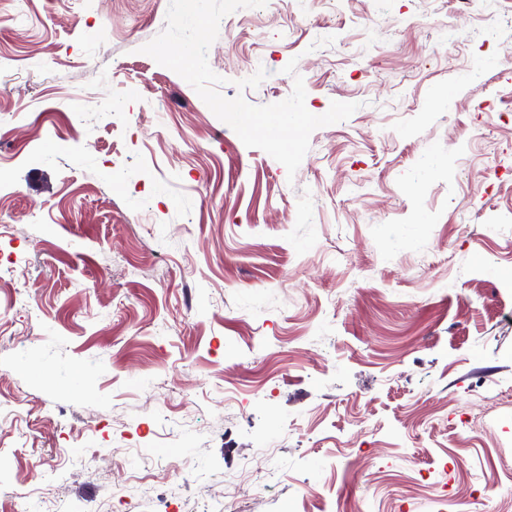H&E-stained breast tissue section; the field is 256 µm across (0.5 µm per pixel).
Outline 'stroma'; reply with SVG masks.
I'll return each instance as SVG.
<instances>
[{
  "label": "stroma",
  "instance_id": "stroma-1",
  "mask_svg": "<svg viewBox=\"0 0 512 512\" xmlns=\"http://www.w3.org/2000/svg\"><path fill=\"white\" fill-rule=\"evenodd\" d=\"M168 7L0 0V512H512V0L225 16V97L357 106L292 177Z\"/></svg>",
  "mask_w": 512,
  "mask_h": 512
}]
</instances>
